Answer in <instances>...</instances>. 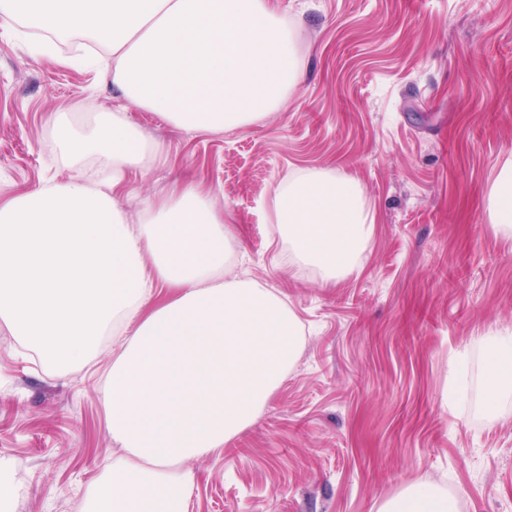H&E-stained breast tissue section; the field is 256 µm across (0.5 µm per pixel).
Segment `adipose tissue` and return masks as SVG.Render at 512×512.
<instances>
[{
  "mask_svg": "<svg viewBox=\"0 0 512 512\" xmlns=\"http://www.w3.org/2000/svg\"><path fill=\"white\" fill-rule=\"evenodd\" d=\"M64 43L83 39L86 65L110 69L129 107L177 126L219 132L276 111L294 88V35L270 0H0V16ZM58 119L63 156L92 161L119 184L149 149L119 114ZM489 220L512 235V157L487 195ZM274 224L291 261L330 284L357 263L372 230L359 186L336 174L278 186ZM235 239L213 200L173 189L130 225L112 195L80 178L0 203V319L56 367L84 362L117 335L108 372L112 437L123 449L92 493L93 512H184V461L209 454L255 418L297 354L296 320L279 296L227 274ZM171 296L155 302L157 288ZM136 319L123 335L115 319ZM512 376V334L486 357L498 398ZM447 495L412 486L380 512H449Z\"/></svg>",
  "mask_w": 512,
  "mask_h": 512,
  "instance_id": "adipose-tissue-1",
  "label": "adipose tissue"
}]
</instances>
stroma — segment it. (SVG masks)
<instances>
[{
  "label": "stroma",
  "mask_w": 512,
  "mask_h": 512,
  "mask_svg": "<svg viewBox=\"0 0 512 512\" xmlns=\"http://www.w3.org/2000/svg\"><path fill=\"white\" fill-rule=\"evenodd\" d=\"M296 36L284 104L214 134L125 110L103 73L31 51L0 19V201L69 177L58 114L97 97L157 150L111 194L129 222L173 188L209 195L246 277L295 315L294 363L255 420L185 466L187 512H378L413 484L454 512H512V381L496 407L485 350L512 334V236L486 197L512 156V0H273ZM357 181L373 222L335 286L289 263L274 189L303 172ZM112 344L59 369L0 319V472L9 512H73L120 455L108 427Z\"/></svg>",
  "instance_id": "stroma-1"
}]
</instances>
